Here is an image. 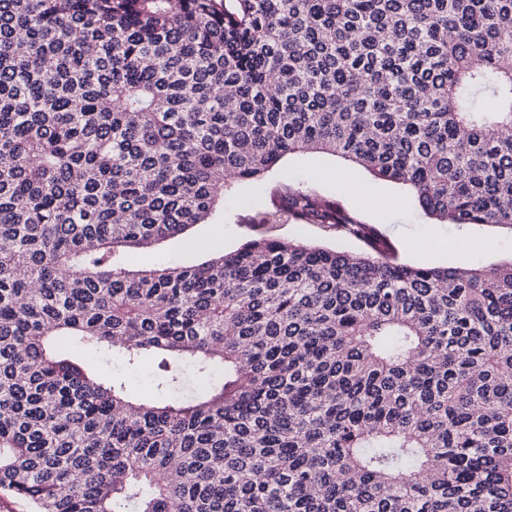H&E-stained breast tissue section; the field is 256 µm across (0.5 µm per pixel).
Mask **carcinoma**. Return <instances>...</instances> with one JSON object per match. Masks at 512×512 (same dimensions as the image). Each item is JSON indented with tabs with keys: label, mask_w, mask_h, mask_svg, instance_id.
<instances>
[{
	"label": "carcinoma",
	"mask_w": 512,
	"mask_h": 512,
	"mask_svg": "<svg viewBox=\"0 0 512 512\" xmlns=\"http://www.w3.org/2000/svg\"><path fill=\"white\" fill-rule=\"evenodd\" d=\"M512 0H0V491L31 512H512V262L411 265L324 153L512 229ZM319 225L193 267L126 252ZM135 368L106 381L67 338ZM195 389L183 394L181 369ZM225 212L231 215L224 224H197L186 236L170 237L151 248L133 255L136 268H153L176 263L193 266L206 261L210 254L223 250L233 251L257 233H266L285 239L300 237L303 242L323 245L337 251L363 253L362 241L327 232L317 226H308L297 233L294 224H250V212L233 198L224 201ZM73 353L86 363L98 367L108 376L118 380L129 379L134 385L133 391L143 397H149L154 392L155 367L150 359H145L137 372L130 373L118 353H114L107 364L101 361L98 353L92 348H74Z\"/></svg>",
	"instance_id": "obj_1"
}]
</instances>
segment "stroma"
<instances>
[{
  "instance_id": "1",
  "label": "stroma",
  "mask_w": 512,
  "mask_h": 512,
  "mask_svg": "<svg viewBox=\"0 0 512 512\" xmlns=\"http://www.w3.org/2000/svg\"><path fill=\"white\" fill-rule=\"evenodd\" d=\"M340 157L320 153L291 155L283 159L272 172V179L282 177L315 184L350 207L361 211L368 222L387 235L398 249L400 261L412 264L456 265L469 268L488 266L512 260V230L495 224H443L425 215L408 200L406 186L383 182L368 172L350 177L340 167ZM228 215L222 224H198L185 236L170 237L133 256L138 268H153L176 263L193 266L206 261L219 250L233 251L257 233L263 232L285 239H301L339 251L361 253L362 241L327 232L317 226L297 230L292 224L252 223L250 213L241 203L226 199ZM76 356L118 380H130L141 396L153 393L155 367L144 360L137 372H129L121 356L101 361L91 348H79Z\"/></svg>"
}]
</instances>
